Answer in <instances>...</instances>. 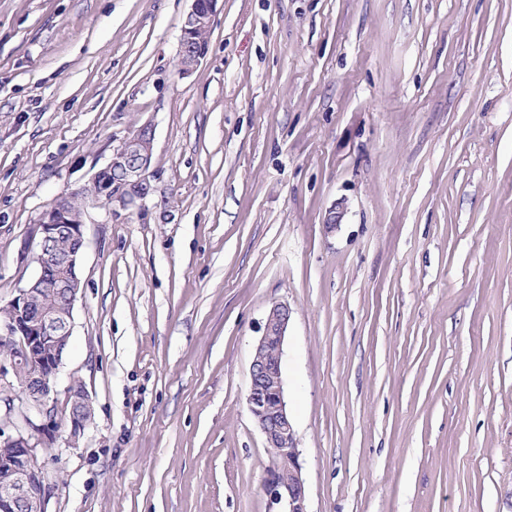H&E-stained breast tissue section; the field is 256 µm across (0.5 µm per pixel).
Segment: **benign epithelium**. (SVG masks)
Returning a JSON list of instances; mask_svg holds the SVG:
<instances>
[{
  "instance_id": "1",
  "label": "benign epithelium",
  "mask_w": 512,
  "mask_h": 512,
  "mask_svg": "<svg viewBox=\"0 0 512 512\" xmlns=\"http://www.w3.org/2000/svg\"><path fill=\"white\" fill-rule=\"evenodd\" d=\"M218 2L192 0L181 29L180 74L193 72L205 58L208 45L197 34L211 30ZM153 141V126L140 125L113 149L110 161L94 172L86 185L58 198L39 219L37 274L9 302L14 317L5 325V338L11 350L0 360V401L8 412L21 408L22 417V424L13 425V431L0 429V512H48L54 489L39 460L38 448L52 440L59 427L52 394L69 350L73 312L81 290L86 216L73 219L72 200L80 196L83 212L98 205L110 217L135 207L151 191ZM62 234L69 237L70 248L58 256L53 242ZM48 292L57 294L59 303L43 306ZM291 315L283 302L268 308L263 332L253 346L246 401L270 457L264 479L270 508L307 512L306 483L281 369ZM37 418L44 422L36 424ZM64 423L73 442L92 423V399L84 383L74 377L67 386Z\"/></svg>"
}]
</instances>
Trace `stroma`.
<instances>
[{
	"mask_svg": "<svg viewBox=\"0 0 512 512\" xmlns=\"http://www.w3.org/2000/svg\"><path fill=\"white\" fill-rule=\"evenodd\" d=\"M191 4L0 0V306L154 128L142 206L88 210L49 512H268L275 301L308 512H512V0H220L183 77ZM64 423L69 428L70 440L75 442L92 423V399L84 383L71 378L67 386Z\"/></svg>",
	"mask_w": 512,
	"mask_h": 512,
	"instance_id": "35a3bbf8",
	"label": "stroma"
}]
</instances>
